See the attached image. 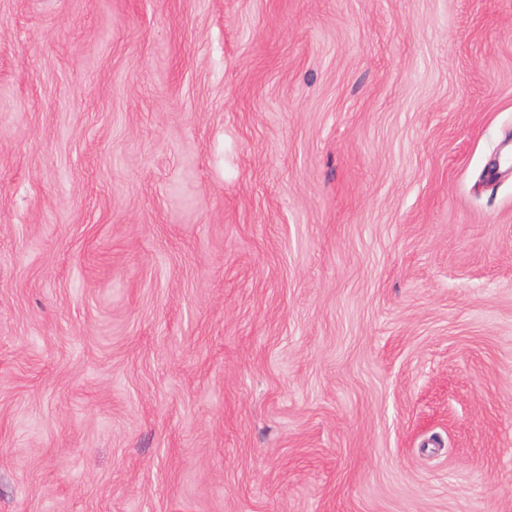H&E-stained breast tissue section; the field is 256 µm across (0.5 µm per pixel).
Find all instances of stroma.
I'll return each mask as SVG.
<instances>
[{
  "label": "stroma",
  "instance_id": "obj_1",
  "mask_svg": "<svg viewBox=\"0 0 512 512\" xmlns=\"http://www.w3.org/2000/svg\"><path fill=\"white\" fill-rule=\"evenodd\" d=\"M512 0H0V512H512Z\"/></svg>",
  "mask_w": 512,
  "mask_h": 512
}]
</instances>
